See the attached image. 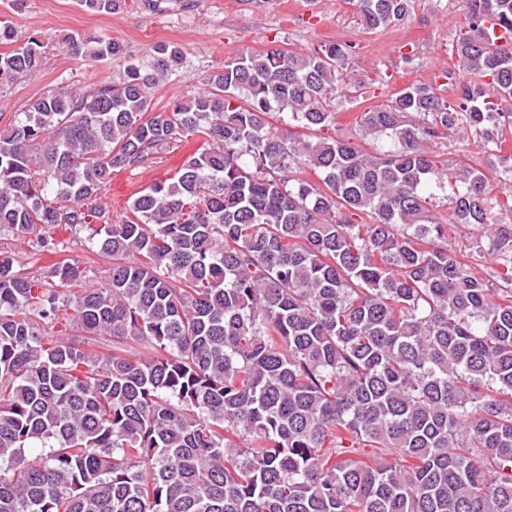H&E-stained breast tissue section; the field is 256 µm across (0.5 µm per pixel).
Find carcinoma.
Masks as SVG:
<instances>
[{
	"mask_svg": "<svg viewBox=\"0 0 512 512\" xmlns=\"http://www.w3.org/2000/svg\"><path fill=\"white\" fill-rule=\"evenodd\" d=\"M415 2L345 0L366 30ZM465 4L456 100L411 83L345 138L333 102L366 85L337 42L247 52L156 111L184 58L159 44L119 80L47 89L0 125V236L49 257L55 232H84L110 259L94 280L0 243V512H512V226L492 220L512 211V0ZM3 42L0 93L45 54L10 26ZM62 44L123 55L92 35ZM463 130L498 174L448 172L431 145ZM189 138L177 176L112 221L98 203L112 174ZM450 224L482 227L496 283L448 250Z\"/></svg>",
	"mask_w": 512,
	"mask_h": 512,
	"instance_id": "carcinoma-1",
	"label": "carcinoma"
}]
</instances>
